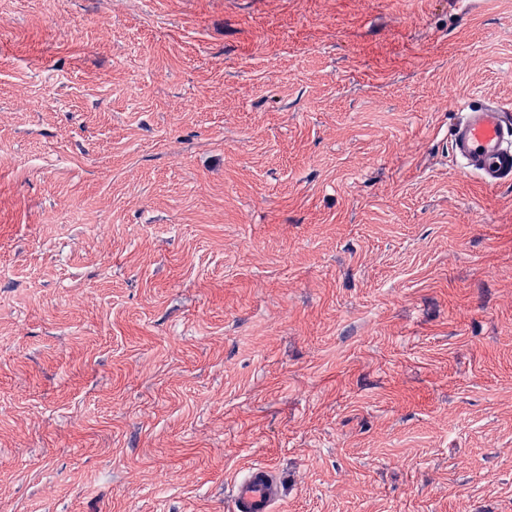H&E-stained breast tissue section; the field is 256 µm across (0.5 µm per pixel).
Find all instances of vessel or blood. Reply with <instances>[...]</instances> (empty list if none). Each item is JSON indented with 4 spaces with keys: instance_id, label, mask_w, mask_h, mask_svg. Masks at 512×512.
Wrapping results in <instances>:
<instances>
[{
    "instance_id": "obj_1",
    "label": "vessel or blood",
    "mask_w": 512,
    "mask_h": 512,
    "mask_svg": "<svg viewBox=\"0 0 512 512\" xmlns=\"http://www.w3.org/2000/svg\"><path fill=\"white\" fill-rule=\"evenodd\" d=\"M461 119L451 132L452 150L464 172L488 184L512 180V111L497 104L460 103ZM233 512H275L281 498L275 470L257 464L232 489Z\"/></svg>"
}]
</instances>
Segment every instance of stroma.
<instances>
[{
  "label": "stroma",
  "instance_id": "obj_1",
  "mask_svg": "<svg viewBox=\"0 0 512 512\" xmlns=\"http://www.w3.org/2000/svg\"><path fill=\"white\" fill-rule=\"evenodd\" d=\"M512 0H0V512H512ZM463 113L451 132L452 150L466 173L480 176L486 184L512 180L511 108L498 104L474 107L454 102ZM234 512H274L281 498L276 471L257 464L238 478L232 489Z\"/></svg>",
  "mask_w": 512,
  "mask_h": 512
}]
</instances>
